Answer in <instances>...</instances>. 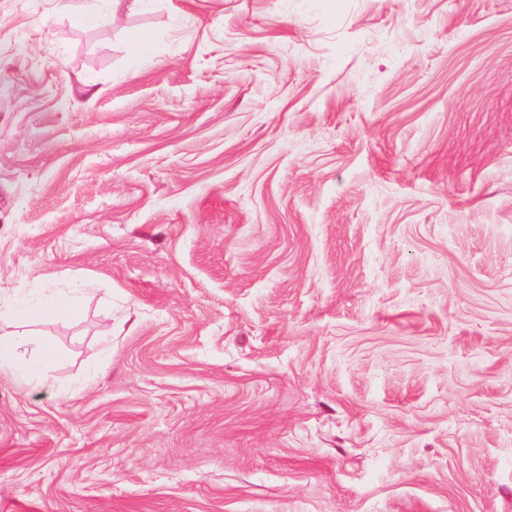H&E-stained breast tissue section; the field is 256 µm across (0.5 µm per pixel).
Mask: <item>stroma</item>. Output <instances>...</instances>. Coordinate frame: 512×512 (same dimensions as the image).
<instances>
[{"mask_svg":"<svg viewBox=\"0 0 512 512\" xmlns=\"http://www.w3.org/2000/svg\"><path fill=\"white\" fill-rule=\"evenodd\" d=\"M95 4L0 0V512H512V0ZM82 312L83 301L77 291L54 293L33 304L17 302L3 312L0 310V373L7 372L29 384L42 386L45 366L59 361L63 353L48 339L38 337L31 330L19 332L18 328L59 319H79ZM2 322L13 330H3ZM24 344L35 346L36 357L21 355L19 349Z\"/></svg>","mask_w":512,"mask_h":512,"instance_id":"35a3bbf8","label":"stroma"}]
</instances>
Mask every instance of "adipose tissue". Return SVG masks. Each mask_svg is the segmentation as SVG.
Wrapping results in <instances>:
<instances>
[{
    "label": "adipose tissue",
    "instance_id": "1",
    "mask_svg": "<svg viewBox=\"0 0 512 512\" xmlns=\"http://www.w3.org/2000/svg\"><path fill=\"white\" fill-rule=\"evenodd\" d=\"M83 312L79 292L54 293L36 303L18 302L0 311V373L43 385L46 365L63 353L51 341L32 332V325L77 319Z\"/></svg>",
    "mask_w": 512,
    "mask_h": 512
}]
</instances>
